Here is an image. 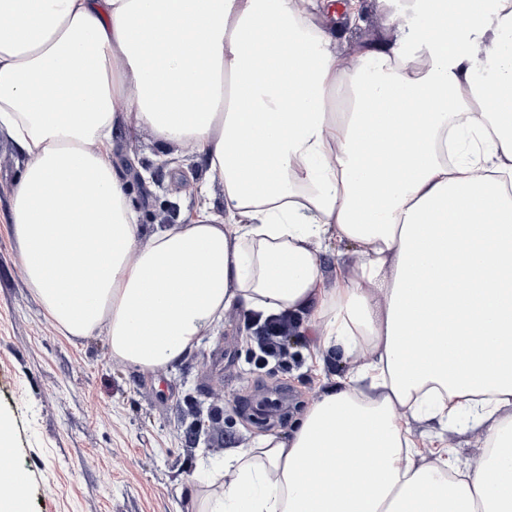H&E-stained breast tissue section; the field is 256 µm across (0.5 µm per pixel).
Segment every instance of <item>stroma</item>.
Returning a JSON list of instances; mask_svg holds the SVG:
<instances>
[{"instance_id":"obj_1","label":"stroma","mask_w":512,"mask_h":512,"mask_svg":"<svg viewBox=\"0 0 512 512\" xmlns=\"http://www.w3.org/2000/svg\"><path fill=\"white\" fill-rule=\"evenodd\" d=\"M332 10L337 17L328 26L346 62L395 40L377 0H358L353 23L342 18V0H333ZM110 157L120 169L132 159L161 170L158 180L127 186L145 232L160 230L156 215L167 202L177 206L176 224L190 223L202 205L224 208L222 184H211L208 198L199 196L207 168L193 148L161 150L148 130L121 125L112 133ZM26 163L1 127L0 417L11 425L10 456L28 477L27 512H189L188 489L201 465L222 463L261 436H287L313 400L360 366L357 358L323 355L306 315L291 339L301 362L286 371L250 364L251 316L243 310L225 314L196 350L155 374L114 362L104 337L63 336L28 288L12 234V189ZM317 257L325 288L335 287L338 268L363 259L356 245L336 239ZM190 402L199 411L193 443L183 419ZM216 403L224 408L217 430L208 419ZM403 421L418 449L416 464L432 462L438 445L452 448L464 467L485 453L484 426L411 415Z\"/></svg>"}]
</instances>
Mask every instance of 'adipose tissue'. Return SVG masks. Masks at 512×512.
Listing matches in <instances>:
<instances>
[{
  "label": "adipose tissue",
  "mask_w": 512,
  "mask_h": 512,
  "mask_svg": "<svg viewBox=\"0 0 512 512\" xmlns=\"http://www.w3.org/2000/svg\"><path fill=\"white\" fill-rule=\"evenodd\" d=\"M319 8L0 0L27 285L63 335L104 337L141 372L233 308L313 312L324 350L369 354L288 438L231 455L197 512H512V0H413L416 26L350 70ZM122 118L197 150L223 215L145 234L106 154ZM335 238L364 260L327 293ZM407 413L485 425L486 458L417 465Z\"/></svg>",
  "instance_id": "obj_1"
}]
</instances>
